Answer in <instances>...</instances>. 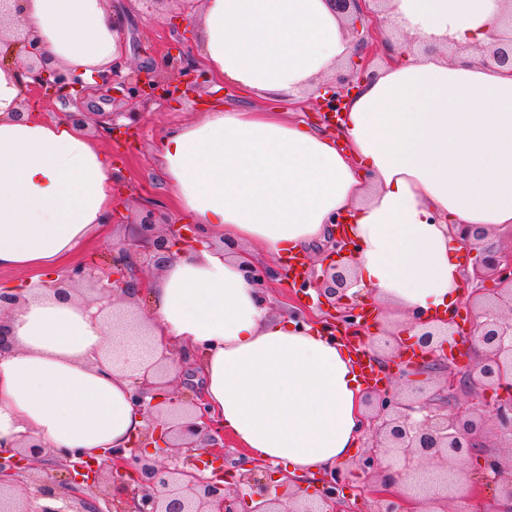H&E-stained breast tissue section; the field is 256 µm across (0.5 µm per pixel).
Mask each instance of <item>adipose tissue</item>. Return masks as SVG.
Returning <instances> with one entry per match:
<instances>
[{"label":"adipose tissue","mask_w":512,"mask_h":512,"mask_svg":"<svg viewBox=\"0 0 512 512\" xmlns=\"http://www.w3.org/2000/svg\"><path fill=\"white\" fill-rule=\"evenodd\" d=\"M501 0H390L394 34L421 50L380 67L349 100L339 135L267 110L216 104L165 133L163 178L202 248L149 280L142 321L157 351L200 360L208 406L252 457L302 479L350 461L364 383L347 344L271 315L241 252L278 263L346 219L356 288L426 317L463 297L454 224L512 225V76L482 65ZM18 19L52 63L91 79L124 51L111 0H22ZM214 78L247 93L313 92L353 52L328 0H202L193 16ZM463 46L451 59L448 44ZM16 68H0V268L39 269L0 310V450L37 443L104 461L144 426L129 399L146 363L97 306L50 289L60 264L112 212V166L85 129L23 114ZM120 349L123 372L112 368Z\"/></svg>","instance_id":"obj_1"}]
</instances>
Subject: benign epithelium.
<instances>
[{"mask_svg": "<svg viewBox=\"0 0 512 512\" xmlns=\"http://www.w3.org/2000/svg\"><path fill=\"white\" fill-rule=\"evenodd\" d=\"M336 14L347 20L346 28L355 46L343 72L333 82L320 85L314 98L318 112L329 121L339 120L345 100L356 84L374 77L371 55L378 44V16L387 0H329ZM495 43L484 64L512 74V37L494 36ZM22 68L25 97L48 93L65 104L83 96L85 81L51 64L40 41L15 28L7 49L0 50V66ZM93 90L102 99L125 105H148L175 101L199 90L208 75L198 65L166 52L147 66H131L120 59L95 76ZM139 112H110L95 123L108 136L133 129ZM112 225L135 224L137 233L113 247L112 265L106 269L82 265L51 285L67 294L79 284H92L93 291L112 303L131 299L143 290L137 258L143 256L160 270L182 253L203 245L194 226L184 228L147 210L112 209ZM509 241L500 240L501 232ZM455 237L475 255L472 271L465 273L472 285L465 305L476 312L469 331L454 330V318L439 324L420 323L416 345L424 355L417 366L401 361L398 337L383 332L389 358L402 366L401 386L369 388L365 393L367 450L357 462L366 483L362 493L375 499L373 512H453V505L467 496L478 482L492 484L498 492L500 512H512V227L491 232L482 224H457ZM330 262L315 265L303 258V269L292 284L302 291L317 292L318 306L328 312L330 333H350L364 347L376 349V333L369 331L365 307L347 300L351 286L352 252L342 238L328 236ZM288 271L254 263L246 277L259 292L274 278ZM465 336L479 345L481 354L459 373L447 363L443 346ZM148 366L131 378L132 403L143 411L145 428L127 448H114L106 465L94 459L55 460L66 473L65 490L43 484L34 495L22 492V477L42 457L44 449L31 443L9 456L0 452V512H105L84 495V488L100 481L110 484L113 512H330L337 491L352 468H337L318 482V492L302 498L298 486L269 463L239 461L224 465V431L206 410L203 389L193 391L188 406H182L178 387L192 376L189 360L147 349ZM179 368L171 379L172 368ZM436 370L446 374L444 384L430 392L418 384L416 371ZM470 401L460 402L459 393ZM507 439L500 451L481 455L482 479L477 481L469 462L488 446L490 430ZM168 454L165 464H156L147 449Z\"/></svg>", "mask_w": 512, "mask_h": 512, "instance_id": "benign-epithelium-1", "label": "benign epithelium"}]
</instances>
